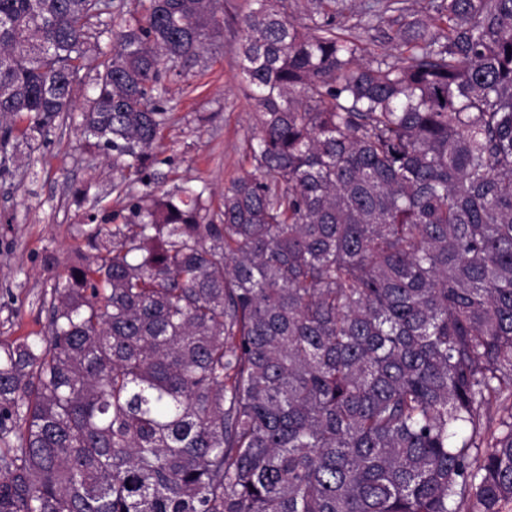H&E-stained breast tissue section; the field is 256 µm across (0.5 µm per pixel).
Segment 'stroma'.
Here are the masks:
<instances>
[{
    "label": "stroma",
    "mask_w": 512,
    "mask_h": 512,
    "mask_svg": "<svg viewBox=\"0 0 512 512\" xmlns=\"http://www.w3.org/2000/svg\"><path fill=\"white\" fill-rule=\"evenodd\" d=\"M111 25L104 15L90 30L92 62L80 73L77 102L93 93L94 64L110 49L104 30ZM239 38L235 27L225 28L222 47L191 77L167 81L170 120L155 148L164 190L190 182L217 196L247 165L256 117L233 51ZM79 121V112H72L46 142L17 138L8 146L13 164L0 176V343L46 333L44 303L52 285L46 267L62 273L74 261L84 244L77 229L86 211L106 224L146 191L142 183L121 182L111 158L84 146Z\"/></svg>",
    "instance_id": "35a3bbf8"
}]
</instances>
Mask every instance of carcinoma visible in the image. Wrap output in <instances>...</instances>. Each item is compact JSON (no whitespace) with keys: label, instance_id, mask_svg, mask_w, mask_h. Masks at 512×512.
Instances as JSON below:
<instances>
[{"label":"carcinoma","instance_id":"1","mask_svg":"<svg viewBox=\"0 0 512 512\" xmlns=\"http://www.w3.org/2000/svg\"><path fill=\"white\" fill-rule=\"evenodd\" d=\"M258 125L217 206L179 187L85 215L48 336L0 344V512H502L512 503V0H252ZM149 187L164 80L221 0H0V175L16 120L72 109Z\"/></svg>","mask_w":512,"mask_h":512}]
</instances>
